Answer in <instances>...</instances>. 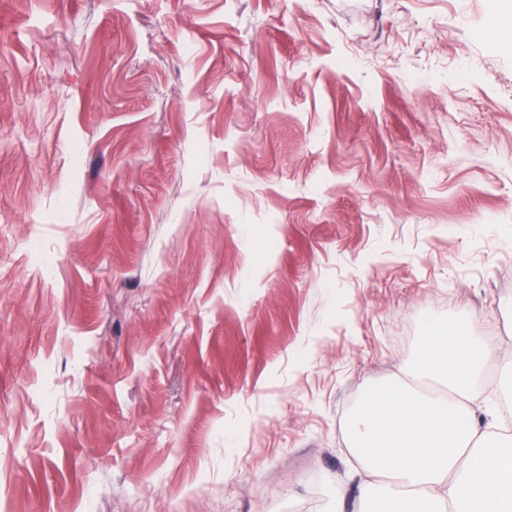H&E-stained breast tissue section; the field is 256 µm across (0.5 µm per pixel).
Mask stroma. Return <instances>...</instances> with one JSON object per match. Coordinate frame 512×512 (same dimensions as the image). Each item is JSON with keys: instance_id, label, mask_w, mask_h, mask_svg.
Masks as SVG:
<instances>
[{"instance_id": "35a3bbf8", "label": "stroma", "mask_w": 512, "mask_h": 512, "mask_svg": "<svg viewBox=\"0 0 512 512\" xmlns=\"http://www.w3.org/2000/svg\"><path fill=\"white\" fill-rule=\"evenodd\" d=\"M499 0H0V512H355L427 323L512 354Z\"/></svg>"}]
</instances>
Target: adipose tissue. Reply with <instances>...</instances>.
I'll return each mask as SVG.
<instances>
[{"instance_id": "1", "label": "adipose tissue", "mask_w": 512, "mask_h": 512, "mask_svg": "<svg viewBox=\"0 0 512 512\" xmlns=\"http://www.w3.org/2000/svg\"><path fill=\"white\" fill-rule=\"evenodd\" d=\"M492 361L512 380V356L491 336L454 332L415 371L436 390L398 380L365 393L345 432L369 495L391 512H512V416L475 419Z\"/></svg>"}]
</instances>
